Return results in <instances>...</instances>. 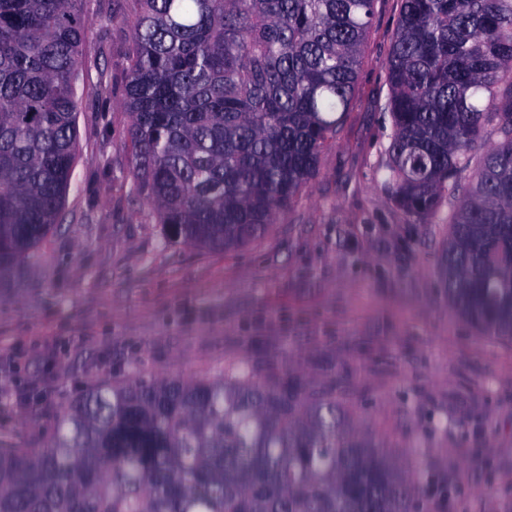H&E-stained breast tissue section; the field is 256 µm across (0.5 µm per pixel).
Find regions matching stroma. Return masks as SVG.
Instances as JSON below:
<instances>
[{"instance_id":"1","label":"stroma","mask_w":512,"mask_h":512,"mask_svg":"<svg viewBox=\"0 0 512 512\" xmlns=\"http://www.w3.org/2000/svg\"><path fill=\"white\" fill-rule=\"evenodd\" d=\"M78 147L56 231L0 275V442L42 448L50 405L133 376L198 379L270 359L343 378L345 416L420 478L424 512H512V341L448 302L451 204L419 222L388 199L386 63L400 0H378L356 92L315 177L268 232L230 252L165 247L131 195L123 105L130 22L88 0Z\"/></svg>"}]
</instances>
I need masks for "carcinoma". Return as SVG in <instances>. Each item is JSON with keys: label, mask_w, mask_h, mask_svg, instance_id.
<instances>
[{"label": "carcinoma", "mask_w": 512, "mask_h": 512, "mask_svg": "<svg viewBox=\"0 0 512 512\" xmlns=\"http://www.w3.org/2000/svg\"><path fill=\"white\" fill-rule=\"evenodd\" d=\"M86 0H0V272L56 229L76 160ZM132 194L169 247L231 251L315 175L355 92L375 0H124ZM383 183L423 221L456 202L448 301L512 339V0H402ZM501 141L462 185L486 127ZM344 391L268 363L99 382L45 448H0V512H410L419 483L340 413Z\"/></svg>", "instance_id": "carcinoma-1"}]
</instances>
